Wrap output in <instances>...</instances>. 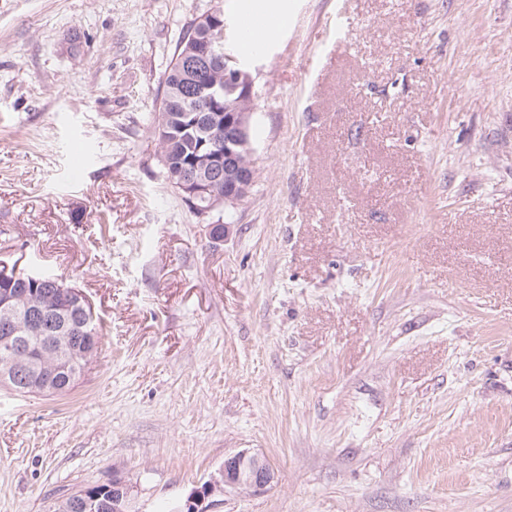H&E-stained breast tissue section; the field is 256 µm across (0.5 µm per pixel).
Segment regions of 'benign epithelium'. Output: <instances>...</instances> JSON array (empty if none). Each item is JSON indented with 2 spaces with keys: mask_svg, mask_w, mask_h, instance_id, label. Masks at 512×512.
Here are the masks:
<instances>
[{
  "mask_svg": "<svg viewBox=\"0 0 512 512\" xmlns=\"http://www.w3.org/2000/svg\"><path fill=\"white\" fill-rule=\"evenodd\" d=\"M197 24L201 37L196 45L178 58L180 68L187 74L183 90L185 101L201 100L203 106L195 112V124L224 130V150L205 149L183 168L176 187L194 210L210 214L224 208L235 209L248 196L256 177L255 151L249 134L253 112L254 81L249 71L221 51L226 39V22L220 12L213 10ZM224 68V83L210 81L207 75L217 67ZM237 95L238 108L222 109L224 93ZM26 270L19 265L0 262V284L12 285ZM28 303V292L17 290L0 301V341L14 351V358L0 369L3 380L16 373L36 376L44 372L50 358L66 362L76 355L89 360L94 350L80 348L73 336H54L48 350L31 354L29 340L45 327L48 317L40 309H31L26 320L15 315V306ZM273 474L264 458L248 450L224 458L221 479L209 481L194 489L188 496L184 512H208L206 500L217 492L232 487L258 491L271 483Z\"/></svg>",
  "mask_w": 512,
  "mask_h": 512,
  "instance_id": "benign-epithelium-1",
  "label": "benign epithelium"
}]
</instances>
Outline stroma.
I'll return each instance as SVG.
<instances>
[{"label": "stroma", "mask_w": 512, "mask_h": 512, "mask_svg": "<svg viewBox=\"0 0 512 512\" xmlns=\"http://www.w3.org/2000/svg\"><path fill=\"white\" fill-rule=\"evenodd\" d=\"M240 2L0 0V261L104 328L67 395L0 385V512H182L241 450L272 482L209 512H512V0H286L214 238L152 117ZM132 490L133 485L129 481L116 475L112 477V482L108 484L81 490L85 491L92 498H97V502L96 499H85L81 507L85 510L84 512H95L97 503L101 504V512H129L130 500L126 502L124 499L120 500L118 496L113 500L112 504V497L113 493L115 494V491H118L119 493L124 492L125 498L128 499L131 496Z\"/></svg>", "instance_id": "stroma-1"}]
</instances>
